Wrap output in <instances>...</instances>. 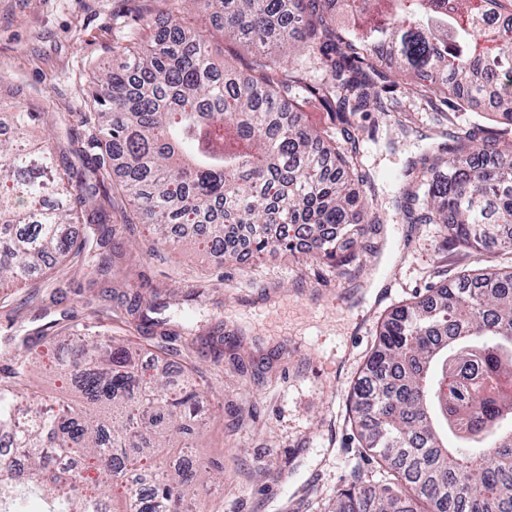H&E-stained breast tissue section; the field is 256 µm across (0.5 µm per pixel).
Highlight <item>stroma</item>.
Returning <instances> with one entry per match:
<instances>
[{
	"label": "stroma",
	"mask_w": 512,
	"mask_h": 512,
	"mask_svg": "<svg viewBox=\"0 0 512 512\" xmlns=\"http://www.w3.org/2000/svg\"><path fill=\"white\" fill-rule=\"evenodd\" d=\"M175 17L202 32L227 65L244 71L257 56L225 38L195 0H0V106L37 113L34 136L65 154L68 172L91 189L79 232L88 231L92 212L106 210L122 250L107 274L66 261L28 287L6 289L0 340L52 321L131 340L152 373L198 369L214 415L198 454L224 470V487L206 502L207 512H328L339 490H367L386 479L358 448L348 420L353 384L383 318L439 284L440 270L453 278L512 264L506 255L450 244L442 225L407 223L393 206L397 175L452 127L487 125V106L452 112L440 124L397 83L412 130L394 144L383 134L367 137L366 127L381 122L378 113L356 116L357 151L389 215L363 246L343 242L358 255L349 275L304 254L229 262L188 243L165 244L148 234L118 185L100 181L94 167L105 150L88 147L93 130L82 115L96 109L97 77L114 48L152 42ZM388 283L392 296L380 300ZM192 290L198 303L184 299ZM156 291L177 312L194 313L188 322L174 317L167 339L141 333L129 307L133 294L146 301Z\"/></svg>",
	"instance_id": "35a3bbf8"
}]
</instances>
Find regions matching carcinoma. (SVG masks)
I'll return each instance as SVG.
<instances>
[{
	"label": "carcinoma",
	"instance_id": "1",
	"mask_svg": "<svg viewBox=\"0 0 512 512\" xmlns=\"http://www.w3.org/2000/svg\"><path fill=\"white\" fill-rule=\"evenodd\" d=\"M224 34L259 52L251 74L221 71L205 35L175 23L157 45L119 46L99 84L93 124L105 142L101 179L116 177L142 223L164 243L172 225L224 259H238V230L250 250L298 251L348 274L338 235L361 239L387 221L357 158L351 117L366 109L406 131L376 60L424 74L409 93L452 109L492 97L512 134V29L484 23L487 0H349L366 20L338 33L327 0H204ZM307 43L326 80L299 89L330 108L351 148L308 127L298 99L284 101L273 74L280 55ZM35 115L0 107V287L25 285L59 260L112 265V230L96 241L76 231V186L58 173L49 143L30 134ZM398 208L410 224H442L456 244L512 254V138L481 143L464 127L423 154L401 177ZM150 333L169 303L140 310ZM47 347L74 343L55 372L73 399L56 413L28 389L38 353L13 338V366L0 379V431L14 430L26 466L0 463V512H193L221 471L197 455L206 421L199 384L177 385L141 367V350L110 337L78 341L48 324ZM512 267L464 272L396 307L381 323L354 386L350 422L359 447L389 470L394 486H351L334 512H512ZM115 492L101 505V487Z\"/></svg>",
	"mask_w": 512,
	"mask_h": 512
}]
</instances>
